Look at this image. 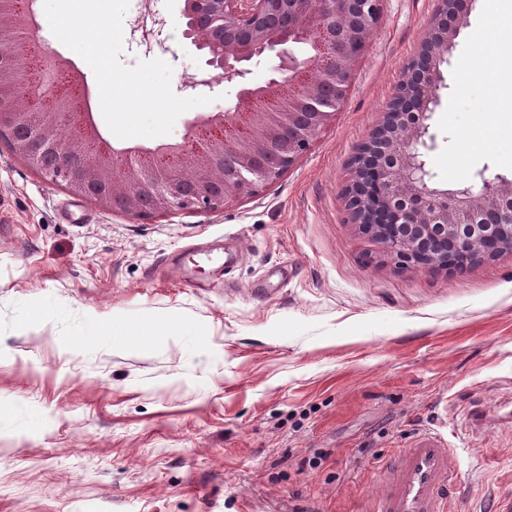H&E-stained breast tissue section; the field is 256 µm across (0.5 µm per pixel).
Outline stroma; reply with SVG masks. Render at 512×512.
<instances>
[{
	"label": "stroma",
	"mask_w": 512,
	"mask_h": 512,
	"mask_svg": "<svg viewBox=\"0 0 512 512\" xmlns=\"http://www.w3.org/2000/svg\"><path fill=\"white\" fill-rule=\"evenodd\" d=\"M183 0H130L125 67L155 58L194 97L207 57L182 35ZM436 0H386L346 102L311 150L259 195L214 214L130 220L74 196L0 138V512H371L373 466L416 434L461 453L464 512L512 494V254L461 272L400 268L347 221L348 161L382 119ZM163 17L146 51L134 19ZM497 22L475 0L430 120L435 183L512 178V101L493 142L473 139L487 82L467 75L474 35ZM55 54L94 72L51 32L18 61ZM234 242L224 274L182 282L183 247ZM111 335L91 337L99 325ZM321 453L316 467L301 459Z\"/></svg>",
	"instance_id": "35a3bbf8"
}]
</instances>
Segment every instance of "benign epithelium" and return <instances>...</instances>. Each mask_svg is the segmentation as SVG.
Listing matches in <instances>:
<instances>
[{"mask_svg": "<svg viewBox=\"0 0 512 512\" xmlns=\"http://www.w3.org/2000/svg\"><path fill=\"white\" fill-rule=\"evenodd\" d=\"M384 2L184 0L183 36L212 68L192 87L233 84L237 104L195 117L182 141L153 148H115L100 138L86 94L80 107L60 97L21 107L15 44L0 60V132L48 182L129 219L222 211L281 178L336 120ZM474 2L437 0L427 36L351 158L342 191L348 223L411 269L462 271L512 253V179L481 173L478 186H438L423 152L448 87L442 66ZM37 26L32 9L0 11L3 39ZM294 44L309 54L296 56ZM271 53L276 76L253 84L245 63Z\"/></svg>", "mask_w": 512, "mask_h": 512, "instance_id": "7a95c632", "label": "benign epithelium"}]
</instances>
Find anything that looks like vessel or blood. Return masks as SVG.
Listing matches in <instances>:
<instances>
[{
	"label": "vessel or blood",
	"mask_w": 512,
	"mask_h": 512,
	"mask_svg": "<svg viewBox=\"0 0 512 512\" xmlns=\"http://www.w3.org/2000/svg\"><path fill=\"white\" fill-rule=\"evenodd\" d=\"M456 449L434 433L415 437L381 465L375 481L376 512H460Z\"/></svg>",
	"instance_id": "obj_1"
}]
</instances>
